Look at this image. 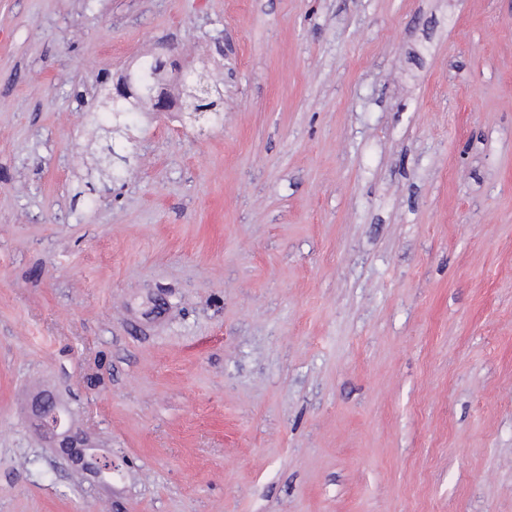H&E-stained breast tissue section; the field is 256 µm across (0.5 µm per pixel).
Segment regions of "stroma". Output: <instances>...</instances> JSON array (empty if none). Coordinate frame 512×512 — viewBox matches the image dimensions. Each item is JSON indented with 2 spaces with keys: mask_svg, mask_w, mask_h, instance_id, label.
<instances>
[{
  "mask_svg": "<svg viewBox=\"0 0 512 512\" xmlns=\"http://www.w3.org/2000/svg\"><path fill=\"white\" fill-rule=\"evenodd\" d=\"M0 512H512V0H0ZM139 90L147 92V99L152 103L155 112H167V104L164 96L156 91V85L144 80L137 72L129 73L113 87L112 98L119 100L127 99L131 94H137ZM29 418L44 448H51L81 467L97 479H102L108 456H96L87 448L88 436L73 423L70 409L49 391L33 396L29 406Z\"/></svg>",
  "mask_w": 512,
  "mask_h": 512,
  "instance_id": "obj_1",
  "label": "stroma"
}]
</instances>
